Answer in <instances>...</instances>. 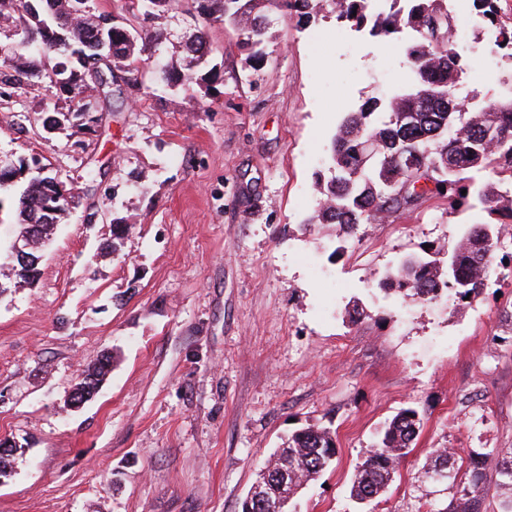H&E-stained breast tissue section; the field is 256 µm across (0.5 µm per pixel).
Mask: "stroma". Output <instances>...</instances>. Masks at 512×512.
I'll use <instances>...</instances> for the list:
<instances>
[{"instance_id":"35a3bbf8","label":"stroma","mask_w":512,"mask_h":512,"mask_svg":"<svg viewBox=\"0 0 512 512\" xmlns=\"http://www.w3.org/2000/svg\"><path fill=\"white\" fill-rule=\"evenodd\" d=\"M470 40L463 85L479 104L512 94V66L469 0H447ZM162 43L123 99H97L96 130L49 133V83L0 85V152L46 157L76 184L35 286L0 295V440L18 442L0 477V512H238L274 449L318 425L336 459L294 512H440L486 454L482 512H502L498 464L512 457V233L505 262L466 307L401 302L375 279L432 244L452 250L480 208L441 200L338 235L306 226L313 177L348 113L404 88L400 33L271 7L261 62L238 31L179 5L158 17L94 0ZM206 26L204 67L186 91L162 80ZM102 181L79 182L87 168ZM129 224L104 253L112 220ZM344 251L333 256L335 241ZM361 305L367 316L352 322ZM112 368L71 409L75 378L101 354ZM422 427L387 492L357 504L350 486L378 432L401 409ZM456 451L455 480L434 485V449Z\"/></svg>"}]
</instances>
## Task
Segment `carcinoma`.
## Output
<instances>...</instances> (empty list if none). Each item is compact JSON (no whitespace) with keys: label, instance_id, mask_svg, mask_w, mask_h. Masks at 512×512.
I'll return each mask as SVG.
<instances>
[{"label":"carcinoma","instance_id":"carcinoma-1","mask_svg":"<svg viewBox=\"0 0 512 512\" xmlns=\"http://www.w3.org/2000/svg\"><path fill=\"white\" fill-rule=\"evenodd\" d=\"M206 19L236 25L255 61L263 59L262 44L268 33L271 0H207ZM375 0H281V7L308 22L322 12L356 30L365 27L374 36L392 37L404 30L414 33L407 50L411 87L388 100L370 98L359 111L348 113L330 147L328 174L317 173V208L306 225L339 224L354 228L384 221L420 208L432 198L443 200L448 210H458L476 200L489 221L472 224L461 236L446 262L427 257L406 259L377 281L378 289L394 292L404 300L433 301L443 295L461 305L478 297L494 272L502 232L512 224V192L500 191L489 182L476 186L472 174L489 171L512 177V96L486 106H473L460 96L466 59L457 54L450 35L459 27L444 0H388L387 12L372 8ZM74 0H0V33L10 28L31 32L28 43L17 47L13 58L0 64V83L31 84L38 77L55 74L56 88L65 106L47 113L43 123L59 130L72 122L91 128L98 123L94 112L71 107L87 90L104 98L112 96L113 70L131 74L156 37L140 36L126 41L132 32L120 23L100 30L97 11L74 17ZM180 0H126L131 11L147 16L168 12ZM475 16L483 26L498 28L499 42L512 59V24L500 23V0H472ZM66 23L65 41L53 44L48 31L57 20ZM207 32L198 31L182 48L185 56L210 53ZM170 80L191 90L199 85L191 68L176 71ZM8 183L0 173V202L14 197L15 221L39 224L45 235L68 216L66 208L45 213L43 182L49 179L60 190L73 194V187L55 177L26 170L43 158H17ZM466 194H461L462 190ZM112 356L104 354L80 373L89 381H103L110 372ZM420 430L413 408L400 410L385 426L372 450L358 467L350 488L360 504L378 499L393 474L410 453ZM336 454L335 439L327 427H307L277 449L258 479L292 496L315 480ZM470 456L469 477L461 495L443 512H481L485 472ZM498 489L512 512V459L502 462Z\"/></svg>","mask_w":512,"mask_h":512}]
</instances>
